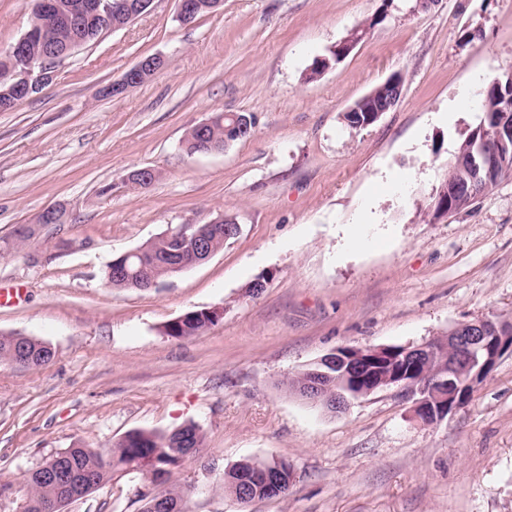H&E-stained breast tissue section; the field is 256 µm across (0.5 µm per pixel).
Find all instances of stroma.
<instances>
[{
  "label": "stroma",
  "instance_id": "1",
  "mask_svg": "<svg viewBox=\"0 0 512 512\" xmlns=\"http://www.w3.org/2000/svg\"><path fill=\"white\" fill-rule=\"evenodd\" d=\"M33 7L0 0V48ZM176 12L153 0L0 112V239L54 207L61 221L38 245L72 243L39 265L0 253V286L22 291L0 307V332L54 351L43 367L0 362V484L20 499L54 452L192 424L204 446L174 472L188 512H512V356L430 426L392 389L332 413L285 386L341 347L512 318V178L427 215L474 101L512 68V0H224L187 26ZM362 26L347 57L307 79ZM155 54L163 69L112 94ZM394 74L397 104L346 127L343 113ZM463 94L470 106L449 111ZM221 112L255 116L252 136L187 155L188 129ZM144 167L158 173L148 188L124 184ZM220 214L240 232L205 263L146 290L105 286L116 255ZM212 308L222 316L204 333L165 334ZM253 457L288 462L286 494L243 504L224 493L225 469ZM150 488L131 472L66 512H140ZM164 62L165 59L162 55L150 56L140 60L134 67L129 69L118 82L112 84V94L118 95L128 88L138 85L140 75L149 64L154 67L155 64Z\"/></svg>",
  "mask_w": 512,
  "mask_h": 512
}]
</instances>
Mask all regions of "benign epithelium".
<instances>
[{
  "instance_id": "benign-epithelium-1",
  "label": "benign epithelium",
  "mask_w": 512,
  "mask_h": 512,
  "mask_svg": "<svg viewBox=\"0 0 512 512\" xmlns=\"http://www.w3.org/2000/svg\"><path fill=\"white\" fill-rule=\"evenodd\" d=\"M151 0H128L122 4L127 21L131 22L144 13ZM193 0H177L176 18L183 25L194 22ZM112 12V0H84L63 7L58 0H35L32 19L27 31L8 48L0 51L6 59L7 69L0 76L6 88L0 92L3 107L16 108L24 100L39 93L53 79L57 64L73 51L88 43L80 38L72 41L62 51H50L32 55L29 45L43 24L53 20L71 27L83 28L88 14L105 17ZM362 40V36L351 33L334 47L336 59L343 60ZM165 62L161 55L140 60L123 77L112 84V93L118 95L139 84L140 75L150 65ZM512 139V128L494 127L485 130L480 138H473L469 146V178L472 184L485 192L495 186L492 178L493 164L498 149ZM155 172L150 168L129 172L125 181L139 188L149 185ZM476 194L462 190L459 186L448 187L450 208L434 213L440 219L451 214L454 208H463L471 203ZM224 223V216L210 222L182 224L171 228L165 235L178 251L199 252L203 250L207 233L214 224ZM512 354V326L507 329L490 330L484 321L476 319L455 325L448 335L418 345L403 348L401 355L386 347H374L366 353L354 347L336 349L328 357L317 362V368L307 371L300 378L295 392L313 403H320L333 412H343L351 401L374 392L394 388H408L407 399L412 401L415 419L423 425H434L458 409L463 386L459 380L467 376L466 385L477 388L485 372L494 368L505 354ZM336 369V389L325 384L330 373L325 367ZM261 478L262 493L275 497L282 493L286 474L290 466L275 462H253Z\"/></svg>"
}]
</instances>
